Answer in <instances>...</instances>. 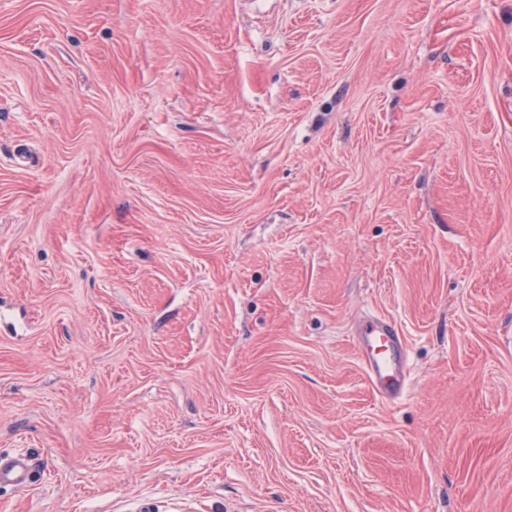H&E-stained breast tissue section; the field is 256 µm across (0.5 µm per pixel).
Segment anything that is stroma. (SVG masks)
Returning <instances> with one entry per match:
<instances>
[{
	"label": "stroma",
	"instance_id": "1",
	"mask_svg": "<svg viewBox=\"0 0 512 512\" xmlns=\"http://www.w3.org/2000/svg\"><path fill=\"white\" fill-rule=\"evenodd\" d=\"M17 455L0 512H512V0H0ZM356 346L375 391L387 399L399 397L408 378L395 325L381 319L367 320L358 333ZM32 467L27 458L0 459V484L26 487L31 481Z\"/></svg>",
	"mask_w": 512,
	"mask_h": 512
}]
</instances>
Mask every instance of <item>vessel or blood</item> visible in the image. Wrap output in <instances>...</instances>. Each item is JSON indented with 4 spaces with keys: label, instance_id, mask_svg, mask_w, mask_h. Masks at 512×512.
Returning <instances> with one entry per match:
<instances>
[{
    "label": "vessel or blood",
    "instance_id": "vessel-or-blood-1",
    "mask_svg": "<svg viewBox=\"0 0 512 512\" xmlns=\"http://www.w3.org/2000/svg\"><path fill=\"white\" fill-rule=\"evenodd\" d=\"M356 346L375 391L387 399L399 397L408 378L395 325L381 319L366 321L357 336ZM31 471L28 459L2 458L0 484L25 487L31 481Z\"/></svg>",
    "mask_w": 512,
    "mask_h": 512
}]
</instances>
